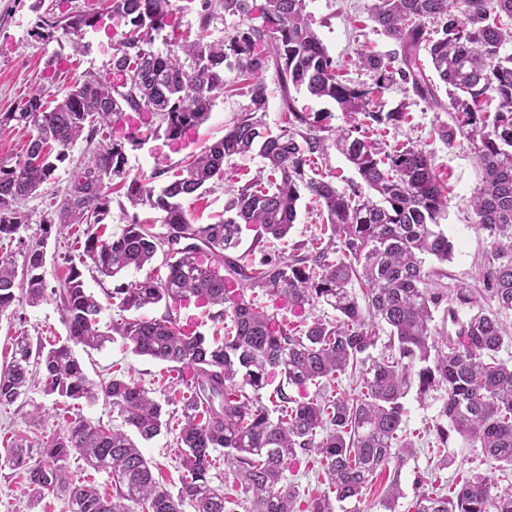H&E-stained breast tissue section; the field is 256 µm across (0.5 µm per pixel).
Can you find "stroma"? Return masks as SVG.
<instances>
[{
  "label": "stroma",
  "instance_id": "1",
  "mask_svg": "<svg viewBox=\"0 0 512 512\" xmlns=\"http://www.w3.org/2000/svg\"><path fill=\"white\" fill-rule=\"evenodd\" d=\"M375 0H306L314 28L345 79L353 83L368 81L365 70L352 65L351 60L361 49L379 54L390 53L395 44L371 21ZM96 10L95 26L86 28L82 53H74L64 31L52 38L35 36L41 13L62 15L74 10ZM116 41L112 19L98 8L97 0H0V113L10 112L34 92L41 90L45 99H53L59 90L83 78L86 73L106 75L111 69L112 48ZM249 104L248 96L224 93L217 97L210 117L199 128L187 132L185 138L173 142L157 134L126 149V170L129 177L148 179L154 188H162L184 165L186 158L204 150L221 139ZM406 109L409 117L396 124L383 125L384 142H413L431 152L442 185L448 193L447 231L454 243L453 256L441 262L427 258L426 269L438 270L445 285L462 284L480 289L482 280L479 264L490 249V241L474 226L471 198L480 183V168L473 146L464 138L447 143L438 135V127L448 121L447 112L430 108L412 94L404 84L397 83L385 91L382 112ZM85 139H78L67 151L52 178L39 191L19 206L28 221L13 239L0 241V257L22 263L23 254L36 242H44L46 264L44 278L52 293L37 306L19 304L0 316V366L11 356L14 336L24 333L32 341L45 344L65 341L68 336L62 321L61 304L54 290L78 262L84 241L81 228L64 231L47 230L49 216L62 204L70 181L91 152ZM263 164L255 155L237 157L224 165V176L216 180L201 196L183 199V207L195 224H212L224 215L227 196L225 186L243 185ZM153 225L156 233H166L163 215L147 207L132 208L125 197L113 196L107 218L108 231L120 233L131 218ZM164 252H157L153 262L138 271H129L115 278L101 276L93 266L81 269L88 292L100 302L101 325L121 321L126 313L113 298L115 288L145 279L162 269ZM75 355L84 365L88 379L94 384L112 376L132 377L139 381L150 396L162 403L168 420L167 429L154 439L140 442L143 455L151 462L153 472L170 492L180 487L181 469L176 458L177 437L184 423L179 402L180 393L167 371L166 363L132 352L122 341L107 344L99 350L75 347ZM74 418L93 426L117 427L121 420L104 400L72 401L60 408L54 397L44 395L41 387H32L27 395L8 406H0V454L6 453L18 437L37 443L43 436L66 428ZM0 512H68L66 500L53 492H45L38 504H31L23 475L8 465L0 464Z\"/></svg>",
  "mask_w": 512,
  "mask_h": 512
}]
</instances>
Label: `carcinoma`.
I'll use <instances>...</instances> for the list:
<instances>
[{
    "mask_svg": "<svg viewBox=\"0 0 512 512\" xmlns=\"http://www.w3.org/2000/svg\"><path fill=\"white\" fill-rule=\"evenodd\" d=\"M195 1L196 38L160 54L152 43L178 9L173 0H110L118 36L112 79L90 73L52 101L36 90L14 111L0 113V127L14 122L35 131L20 159L0 161V240L27 223L19 202L51 179L83 131L92 140L133 112L143 128L99 143L50 226L86 225L82 257L107 277L142 269L172 236L189 241L165 250V274L116 291L126 311L162 303L167 313L107 330L99 325V301L84 288L81 271L70 267L59 289L68 338L48 349L16 337L10 361L0 370V405L26 393L35 367L42 371L45 395L87 401L102 395L140 439L155 438L164 425L162 405L122 378L97 388L74 354L77 345L98 350L117 335L136 354L172 364L187 389L177 448L181 487L175 495L162 487L125 432L78 418L42 442L38 456L17 442L5 462L22 470L33 498L56 491L67 499L68 512H183L186 505L194 512H238L241 506L245 512H335L346 501L356 503L350 512H362L363 495L390 469L378 504L382 512H397L404 498L401 472L415 455L402 399L414 387L419 400L440 403L428 429L437 454L434 469L448 468L451 459L443 449L455 435L509 477L512 366L498 353L505 340L503 318L512 313V53H504L512 27L503 23L505 17L512 20V0H376L371 19L398 49L388 55L357 53L354 64L371 74V82L362 84L340 79L305 0H265L259 8L254 0H187ZM227 14L245 25L210 38V28ZM94 19L79 10L43 19L37 35L60 28L78 36ZM438 20L441 28L427 30L426 23ZM226 68L238 71L250 106L224 137L158 192L139 179L125 181L126 145L159 132L178 141L204 124L217 94L232 90ZM271 68L285 114L277 134L263 122L264 75ZM397 79L429 107L448 112L451 122L439 129L442 140L451 144L461 136L474 145L481 180L471 203L476 228L491 239L481 278L493 309H485L470 288L438 283V272L424 267L426 256L440 262L452 257L454 245L442 228L448 195L428 151L410 144L388 151L372 138L373 125L404 119L403 112L375 110ZM301 90L333 100L344 125L331 127L296 111L292 92ZM490 101L497 102L493 111ZM330 140L373 195L349 194L314 173ZM251 153L264 165L252 180L229 190L224 219L190 223L181 199L221 177L225 160ZM116 179L131 206L147 204L164 213L165 236L135 216L120 234L105 236ZM305 194L325 216L324 246L306 253L296 243L289 255H268L256 266L231 256L244 224L256 228L258 242L287 238ZM45 263L44 243L27 249L19 281L15 263L0 258V315L22 301L34 307L46 300ZM258 290L285 302L296 316L324 303L336 318L280 321L255 303ZM191 299L217 308L210 319L224 324L222 341L210 342L180 324L174 310ZM440 311L454 333L435 324ZM383 334L386 352L374 357L370 350ZM345 374L354 385L350 391L309 395L308 386ZM275 381L274 418L260 391ZM290 387L297 394L288 393ZM73 451L112 476L111 495L70 480ZM216 452L233 476V495L211 484ZM302 458L326 482L324 491L308 499L284 477L288 465ZM414 484L407 512H512V482L502 488L484 473L448 483L418 471Z\"/></svg>",
    "mask_w": 512,
    "mask_h": 512,
    "instance_id": "obj_1",
    "label": "carcinoma"
}]
</instances>
